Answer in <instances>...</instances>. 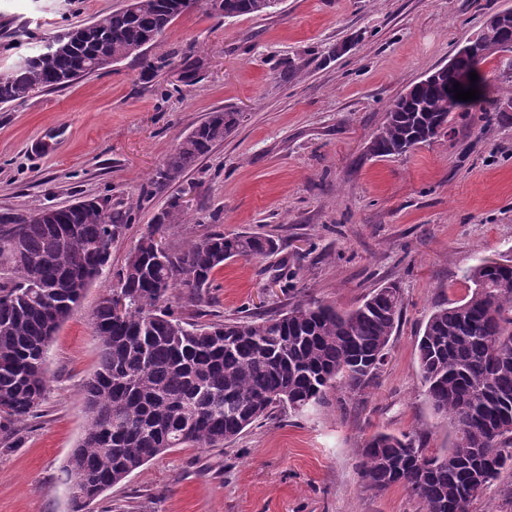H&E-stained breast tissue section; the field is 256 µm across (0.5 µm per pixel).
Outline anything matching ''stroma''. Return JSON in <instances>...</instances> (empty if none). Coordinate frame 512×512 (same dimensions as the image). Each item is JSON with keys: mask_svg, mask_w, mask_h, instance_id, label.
<instances>
[{"mask_svg": "<svg viewBox=\"0 0 512 512\" xmlns=\"http://www.w3.org/2000/svg\"><path fill=\"white\" fill-rule=\"evenodd\" d=\"M124 0H0V71L43 40ZM512 0H282L276 13L226 21L202 0L147 51L167 64L148 82L127 59L64 88L0 105V214L99 198L130 209L95 280L56 333L36 414L0 429V512H70L63 473L85 423L83 384L100 344L90 314L155 216L180 200L187 237L261 234L263 259L215 271L204 302L175 307L199 323L267 313L310 298L342 309L393 284L404 298L387 365L365 390L296 417L273 411L221 448H175L92 502L87 512H419L400 486L362 490L358 450L377 432L453 428L424 395L416 341L434 306L464 298L469 267L512 254V112L483 122L452 113L449 131L401 156L368 146L389 106L448 63ZM197 46V76L184 53ZM239 126L179 181L153 189L178 137L209 112Z\"/></svg>", "mask_w": 512, "mask_h": 512, "instance_id": "obj_1", "label": "stroma"}]
</instances>
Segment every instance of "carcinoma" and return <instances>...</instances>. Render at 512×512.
<instances>
[{
    "instance_id": "cac0c4a2",
    "label": "carcinoma",
    "mask_w": 512,
    "mask_h": 512,
    "mask_svg": "<svg viewBox=\"0 0 512 512\" xmlns=\"http://www.w3.org/2000/svg\"><path fill=\"white\" fill-rule=\"evenodd\" d=\"M219 19L273 13L269 0H206ZM193 0H136L65 30L0 73V105L60 89L98 72L94 59L138 61L148 80L164 61L147 50ZM455 88L415 89L411 103L393 102L368 151L401 155L448 132ZM493 112H512V84L489 101ZM242 114L217 110L179 138L150 184L179 180L240 123ZM37 209L0 214V422L33 416L46 393L50 343L104 271L112 241L131 219L129 210L90 199L79 210L58 211L62 238ZM188 224L176 202L154 220ZM271 237L191 238L178 250L156 251L143 235L91 313L101 344L98 368L84 386L85 426L67 460L69 485L92 496L70 499L85 512L101 493L173 448H222L277 408L301 414L333 392L368 387L387 363L402 317L394 286L374 289L352 309L317 299L284 311L230 322L199 324L174 314L204 301L224 262L277 252ZM463 299L430 313L417 342L425 395L434 413L456 429L451 448L429 452L422 431L376 432L358 449L361 488L380 493L404 487L421 512H470L473 501L512 470V271L484 264L469 268ZM126 301L112 316L111 294Z\"/></svg>"
}]
</instances>
